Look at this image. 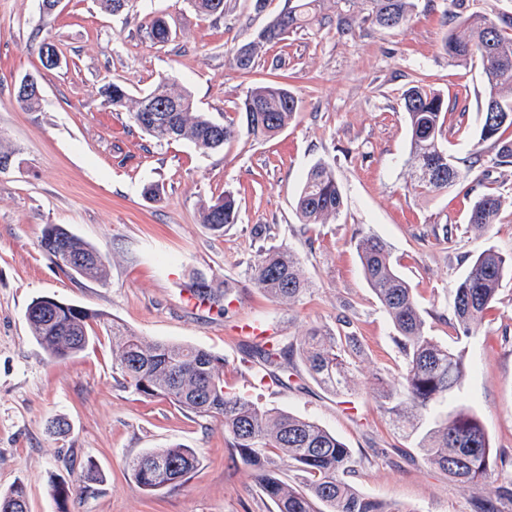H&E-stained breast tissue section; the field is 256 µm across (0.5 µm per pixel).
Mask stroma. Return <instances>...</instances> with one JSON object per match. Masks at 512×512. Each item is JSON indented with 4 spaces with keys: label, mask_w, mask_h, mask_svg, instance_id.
Masks as SVG:
<instances>
[{
    "label": "stroma",
    "mask_w": 512,
    "mask_h": 512,
    "mask_svg": "<svg viewBox=\"0 0 512 512\" xmlns=\"http://www.w3.org/2000/svg\"><path fill=\"white\" fill-rule=\"evenodd\" d=\"M402 29L370 23L348 35L309 27L265 47L247 73L229 61L284 5L226 0L221 18L200 16L188 0H128L123 12L96 0H62L43 20L40 0H0V140L13 162L0 171V492L24 483L29 512H58L50 486L78 485L68 512H274L255 472L224 441L220 420L191 418L167 400L146 398L122 384L113 367L109 320L152 340L175 341L224 359V381L267 407L311 418L351 449L349 479L396 512H476L494 497V480L468 486L427 465L413 440L386 417L373 390L376 374L397 373L403 358L395 330L368 287L353 236L364 231L390 246L399 273L426 310L431 336L454 345L443 317L473 258L493 246L512 253V167L493 164V146L468 186L425 196L412 190L409 131L401 96L422 83L451 109L447 146L467 160L477 141L484 85L477 66L449 64L442 44L446 0H419ZM163 17L174 41L153 44L148 25ZM50 39L60 68L45 69L38 48ZM36 75L38 110L19 107L17 81ZM187 87L198 107L222 122L244 125L236 105L251 88L288 84L298 101L294 120L270 139L247 135L217 151L187 141L159 142L128 113L103 105L107 81L137 96L160 79ZM335 166L344 208L335 223L305 230L295 197L317 161ZM159 200L143 195L145 185ZM232 191L237 223L223 234L199 219L204 203ZM505 199L498 224L485 235L468 227L474 196ZM60 224L108 260L106 281L62 272L40 247L45 225ZM265 237L253 234L256 226ZM452 226L443 240V226ZM285 245L303 259L312 282L292 307L263 296L248 278L261 249ZM236 287L226 314L189 305L193 273ZM49 296L103 314L99 343L73 357L48 359L26 320L33 299ZM354 321L361 353L352 363L358 385L340 395L311 378L260 380L243 350L254 331L303 337L318 323ZM469 368L459 396L481 419L495 473L512 470V275L476 336L465 342ZM68 431L51 434V420ZM196 449L200 464L187 482L154 494L126 469L150 448ZM93 459L99 480L80 481Z\"/></svg>",
    "instance_id": "1"
}]
</instances>
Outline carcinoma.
<instances>
[{
    "label": "carcinoma",
    "instance_id": "1",
    "mask_svg": "<svg viewBox=\"0 0 512 512\" xmlns=\"http://www.w3.org/2000/svg\"><path fill=\"white\" fill-rule=\"evenodd\" d=\"M320 0H286L252 41L232 53L233 65L250 70L262 49L275 45L299 29L316 25H336L343 34L353 31L358 21L386 28L405 27L417 8L416 0H363L362 18L350 13L354 0H338L344 7L336 14H320ZM204 17L224 15V0H190ZM443 50L452 64L479 67L485 97L479 108L478 140L465 168L448 153L446 120L448 102L433 88L416 84L403 94V111L409 127L411 186L427 195L448 191L461 184L481 166L487 141L497 146L494 163L512 166V141L503 139L512 129V16L495 19L465 12V0H448ZM149 35L157 43L171 38L168 24L152 20ZM104 103L114 111L128 112L132 122L146 134L161 141L185 140L203 152L214 151L238 135V129L201 111L185 87L169 79L160 80L146 95L136 98L124 85L108 82L100 90ZM245 114L247 134L270 137L284 129L298 110V101L280 82L257 86L238 104ZM343 194L334 166L316 162L307 172L296 199V212L305 226L328 224L343 208ZM503 197L484 193L475 198L468 226L484 233L497 223ZM201 223L214 233L238 220L235 196L224 193L203 205ZM40 247L65 273L88 281L102 282L108 276L105 257L89 243L60 224L43 228ZM355 248L364 278L391 320L397 336L395 344L405 364L394 380L375 377L374 390L393 425L409 430L416 448L426 462L452 481L472 484L491 473L492 447L475 412L459 404L437 415V407L456 398L467 372L465 349L450 348L430 336L424 310L409 283L396 271L387 243L375 234H356ZM512 272V253L494 247L480 252L468 274L453 294L448 327L456 339L477 335L487 311L498 300L507 272ZM249 280L264 295L290 307L310 291L303 260L287 246L260 251L249 267ZM192 291L200 302L225 311L224 301L232 288L199 275ZM98 318L75 304L53 310L46 297L35 298L27 311L32 336L51 359L84 351L95 342L92 323ZM328 324L311 327L306 337L292 341L286 336H256L246 355L262 366L269 376L295 369L300 362L318 385L338 393L354 383L350 357L358 352V337ZM112 354L123 384L144 397H163L181 410L199 417H217L224 422V439L245 464L256 471L263 494L276 512H395L385 503L365 496L347 479L353 470L351 449L317 422L289 411L268 408L250 396L230 391L224 384V358L205 349L176 342L149 340L112 323ZM199 463L193 448L173 446L151 448L127 461V469L139 489L155 494L182 485ZM284 470L303 477L297 487L281 478ZM76 493V487L62 481L52 485L51 494L62 505ZM512 500V478L498 487L496 499H485L483 512H498L497 500ZM0 512H28L26 487L20 482L0 492Z\"/></svg>",
    "mask_w": 512,
    "mask_h": 512
}]
</instances>
